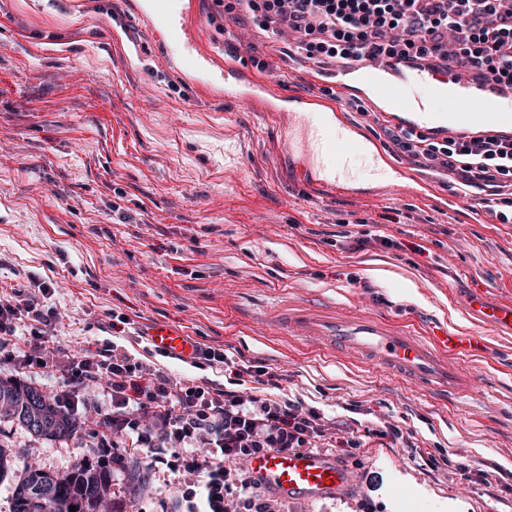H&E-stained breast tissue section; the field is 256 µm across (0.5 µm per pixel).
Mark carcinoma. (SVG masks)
Masks as SVG:
<instances>
[{
    "mask_svg": "<svg viewBox=\"0 0 512 512\" xmlns=\"http://www.w3.org/2000/svg\"><path fill=\"white\" fill-rule=\"evenodd\" d=\"M17 422L34 437L46 441L68 438L78 431L69 412L51 402L36 387L21 380L0 379V420ZM112 483V469L83 460L69 471L53 473L25 467L14 485L13 512H112L102 490ZM149 484V471L132 459L126 467V490L132 498L141 496Z\"/></svg>",
    "mask_w": 512,
    "mask_h": 512,
    "instance_id": "carcinoma-1",
    "label": "carcinoma"
}]
</instances>
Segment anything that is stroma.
<instances>
[{"instance_id":"stroma-1","label":"stroma","mask_w":512,"mask_h":512,"mask_svg":"<svg viewBox=\"0 0 512 512\" xmlns=\"http://www.w3.org/2000/svg\"><path fill=\"white\" fill-rule=\"evenodd\" d=\"M141 0H0V294L52 284L56 334L87 349L110 339L176 379L202 370L157 355L161 323L224 348L217 373L264 361L288 375L287 395L338 423L339 435L399 424L402 445L371 438L346 494L286 502L287 512H512V337L485 331L492 356L471 362L482 383L461 406L430 402L392 376L325 358L266 324L282 293L358 304L476 330L474 299L512 300V223L473 203L447 207L446 171L393 161L424 193L381 190L387 168L360 159L349 190L311 184L290 150L296 132L273 127L262 101L227 96L183 73ZM206 48L236 50L284 100L335 89L289 54L228 23L216 0H194ZM348 237H341L340 227ZM92 417L49 442L0 421L15 472L63 473L82 461ZM466 458L508 487L488 493L451 470L431 474L414 452ZM174 475L154 470L138 499L112 464L115 512H166Z\"/></svg>"}]
</instances>
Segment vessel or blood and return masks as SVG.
Here are the masks:
<instances>
[{
	"label": "vessel or blood",
	"instance_id": "b4317fda",
	"mask_svg": "<svg viewBox=\"0 0 512 512\" xmlns=\"http://www.w3.org/2000/svg\"><path fill=\"white\" fill-rule=\"evenodd\" d=\"M148 14L168 37L170 50L179 54L183 69L193 72L200 56L196 51L182 49L184 16L172 12L169 0H150ZM386 68L383 61L369 66L371 73L381 78L376 95L386 113L400 115L418 125L439 123L448 132L459 135L495 131L512 124V114L496 111L488 98L477 92L451 96L445 115L427 111L405 84L384 79ZM270 91V84L253 83L237 62H225V94L245 98ZM296 109L306 119L301 141L303 155L314 169L323 171L324 182L347 186L350 160L362 150L358 130L349 125L341 112L330 115L313 111L301 102ZM476 315L482 326L512 335L511 301L477 305ZM267 322L301 345L343 353L357 362L392 373L430 399L445 403L473 393L477 380L466 362L486 354L482 336L473 332L463 333L415 319L404 322L387 313L332 306L317 308L300 297L274 309ZM151 342L156 350L185 361L194 352L192 341L184 333L164 325L153 328ZM248 467L265 488L286 499L336 496L353 485L348 469L303 449L258 456L249 461Z\"/></svg>",
	"mask_w": 512,
	"mask_h": 512
}]
</instances>
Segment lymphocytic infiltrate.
<instances>
[{"label": "lymphocytic infiltrate", "mask_w": 512, "mask_h": 512, "mask_svg": "<svg viewBox=\"0 0 512 512\" xmlns=\"http://www.w3.org/2000/svg\"><path fill=\"white\" fill-rule=\"evenodd\" d=\"M224 14L248 20L265 38L294 37L309 61L356 59L420 64L458 79L512 91V0H224ZM401 153L439 165L457 188L488 190L501 223L512 208V136L480 133L442 139L416 127L387 128ZM37 291L13 289L0 297V348L27 337V364L61 367L66 390L56 395L67 410L94 414L92 455L101 461L134 454L150 468L179 475L175 512H272L250 459L288 449L324 447L332 430L324 415L283 395L287 374L250 362L243 366L253 394L208 380L176 381L155 366L102 342L87 353L69 349L49 331L55 311ZM102 387L108 406L87 403L86 389ZM153 424H145V416Z\"/></svg>", "instance_id": "f902f5d3"}]
</instances>
